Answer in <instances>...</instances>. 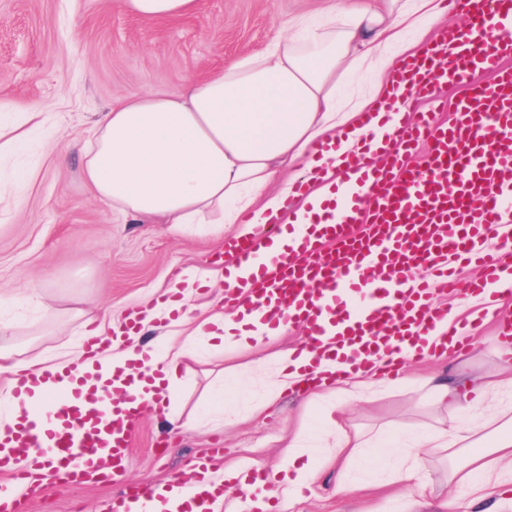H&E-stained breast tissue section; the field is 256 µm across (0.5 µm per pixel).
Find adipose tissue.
<instances>
[{
    "label": "adipose tissue",
    "instance_id": "obj_1",
    "mask_svg": "<svg viewBox=\"0 0 512 512\" xmlns=\"http://www.w3.org/2000/svg\"><path fill=\"white\" fill-rule=\"evenodd\" d=\"M381 8L376 0H340L336 13L303 38L287 36L209 77L175 92L147 91L122 97L99 118L82 146L85 177L95 198L124 212L168 225L181 235L196 224H234L251 211L244 233L280 212L287 190L267 193L281 165L300 160L315 139L334 138L336 126L356 125L360 107L336 109V80L344 72L371 64L388 44L402 41L410 13L403 0ZM119 8L151 22L198 14L201 0H118ZM349 18L337 27L336 14ZM335 139V138H334ZM165 357H158L137 336L117 340L88 358L91 383L103 386L120 369H151L138 393L161 396L173 385L181 360L194 340L259 346L270 334L260 321L236 317L206 303L180 317ZM380 360L336 375V362L322 358L326 376L320 387L338 406L363 399L380 374ZM491 443L463 424L430 430L414 438L408 465L396 480L411 494L407 512L423 489L421 457L427 449H469V468L456 478L460 490L449 512H468L471 496H486L483 475L512 469V407L491 419Z\"/></svg>",
    "mask_w": 512,
    "mask_h": 512
}]
</instances>
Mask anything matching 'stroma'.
Listing matches in <instances>:
<instances>
[{
  "label": "stroma",
  "instance_id": "1",
  "mask_svg": "<svg viewBox=\"0 0 512 512\" xmlns=\"http://www.w3.org/2000/svg\"><path fill=\"white\" fill-rule=\"evenodd\" d=\"M332 0H203L194 16L147 23L118 10L113 0H0V121L40 113L43 124L9 157L0 181L16 194L0 199V292L42 289L45 305L21 299L0 307V327L18 361L45 358L74 346L92 316L140 310L167 290L181 271L210 264L223 234L172 235L94 198L83 176L80 147L118 97L176 91L243 59L286 34L303 15L322 19ZM472 344L456 363L436 357L406 362L369 400L349 404L339 419L365 443L363 455L336 467L325 405L303 404L299 393L274 395L284 353L303 336L291 329L258 347L197 344L181 362L180 382L165 392L166 414L135 423L127 461L130 481L159 484L183 476L198 457L222 449L224 471L241 467L271 474L285 463L289 435L302 432L316 453V471L293 512H401L404 489L393 471L407 460L409 437L458 420L482 428L485 404L459 412L440 404L421 377L451 376L457 387L473 379L495 384L494 399L512 405V385L499 383L495 353L512 296L492 314L483 299L440 295ZM464 452L438 450L425 462L426 491L418 512H448L449 479L464 467ZM349 491L336 492L337 479ZM117 489L104 481L37 487L26 512H107Z\"/></svg>",
  "mask_w": 512,
  "mask_h": 512
}]
</instances>
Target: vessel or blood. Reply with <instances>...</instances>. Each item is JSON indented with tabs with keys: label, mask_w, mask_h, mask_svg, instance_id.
Here are the masks:
<instances>
[{
	"label": "vessel or blood",
	"mask_w": 512,
	"mask_h": 512,
	"mask_svg": "<svg viewBox=\"0 0 512 512\" xmlns=\"http://www.w3.org/2000/svg\"><path fill=\"white\" fill-rule=\"evenodd\" d=\"M448 2L463 25L444 29L434 46L403 60L393 79L395 91L429 101V109L410 112L394 128L381 170L371 147L377 128L397 109L395 96L366 112L358 149L342 157L355 181L336 184L323 166L312 173L327 192L306 233L274 218L229 242V260L254 271L250 298L225 293V309L249 307L276 333L298 328L304 351L318 355L325 337L334 336L337 363L354 368L361 357L382 352L391 370H399L405 344L425 343L438 329L454 339V351L467 345L438 297L457 292L456 265L480 266L482 275L467 292L481 297L492 295L503 270H512L511 243L487 247L512 224L503 207L512 196V70L503 66L512 56V0ZM490 24L500 30L499 40H484ZM448 83L466 94L452 123L442 125L435 115L445 106L435 91ZM423 142L422 165H407L406 156ZM417 267L425 277L408 282ZM74 383L54 414L20 416L0 436V473L11 479L0 487V512H24L35 487L23 462L33 454L64 461L68 483L99 478L123 486L111 512L153 502L154 486L126 479L132 427L148 403L122 408L86 389L84 378Z\"/></svg>",
	"instance_id": "b4317fda"
}]
</instances>
